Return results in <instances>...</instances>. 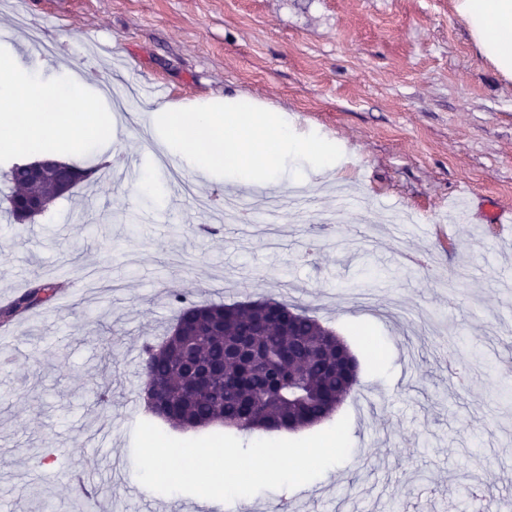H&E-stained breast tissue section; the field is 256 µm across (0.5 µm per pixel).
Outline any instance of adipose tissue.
<instances>
[{"label": "adipose tissue", "mask_w": 512, "mask_h": 512, "mask_svg": "<svg viewBox=\"0 0 512 512\" xmlns=\"http://www.w3.org/2000/svg\"><path fill=\"white\" fill-rule=\"evenodd\" d=\"M482 54L512 77V0H457ZM76 79L45 81L14 69L0 58V151L42 155L64 142L79 150L96 138L100 124L95 100L82 93Z\"/></svg>", "instance_id": "obj_1"}]
</instances>
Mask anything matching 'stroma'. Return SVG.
<instances>
[{
    "label": "stroma",
    "mask_w": 512,
    "mask_h": 512,
    "mask_svg": "<svg viewBox=\"0 0 512 512\" xmlns=\"http://www.w3.org/2000/svg\"><path fill=\"white\" fill-rule=\"evenodd\" d=\"M42 45L30 44V27ZM0 53L104 95L111 141L60 158L92 169L75 197L34 222L0 219V295L33 279L53 298L4 325L0 505L79 512L74 474L94 476L103 512H173L197 498L137 479L133 432L149 420L133 353L161 340L177 289L198 302L275 298L309 309L356 357L358 384L303 438L350 419L348 459L292 489L298 512H487L477 484L512 499V78L481 52L456 0H0ZM188 106L238 97L300 135L336 144L332 180L291 162L278 196L301 212L262 223L206 215L233 179L197 177L140 107L139 85ZM150 176L138 192L129 166ZM188 183L173 194L177 177ZM463 340L468 391L443 356ZM112 405L96 402L101 385ZM112 444L99 446L101 436ZM51 458L46 482L33 466Z\"/></svg>",
    "instance_id": "1"
}]
</instances>
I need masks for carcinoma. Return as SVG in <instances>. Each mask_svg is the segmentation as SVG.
Instances as JSON below:
<instances>
[{"label":"carcinoma","instance_id":"obj_1","mask_svg":"<svg viewBox=\"0 0 512 512\" xmlns=\"http://www.w3.org/2000/svg\"><path fill=\"white\" fill-rule=\"evenodd\" d=\"M5 177L12 183L6 213L19 224L28 222L27 212L15 199L20 190L41 196L44 211L71 192L56 176L35 181L23 163L12 165ZM52 294V284L37 280L8 308L0 310V320L9 322L19 317ZM168 297L179 307L176 323L183 325L185 334L196 333L195 323L200 317L222 325L198 347L203 361L224 366V383L214 396L183 389V376L175 370L180 337L168 335L158 345H143L144 371L172 402V413L164 421L180 429L222 425L239 431H294L306 422L327 418L357 383L352 373L357 362L347 346L306 309L274 298L201 304L174 288Z\"/></svg>","mask_w":512,"mask_h":512}]
</instances>
